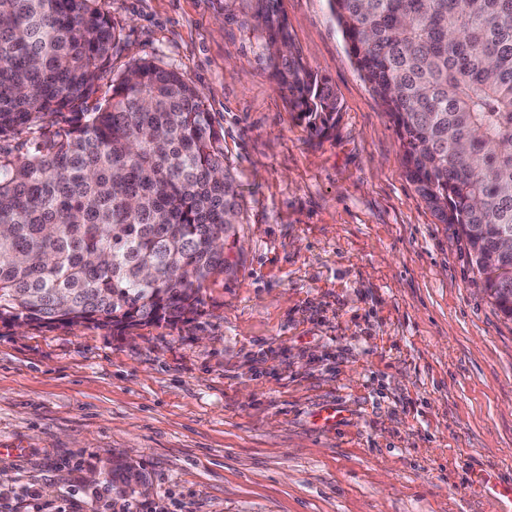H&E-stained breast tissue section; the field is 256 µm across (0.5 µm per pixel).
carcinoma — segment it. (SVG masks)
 I'll return each mask as SVG.
<instances>
[{
    "instance_id": "cac0c4a2",
    "label": "carcinoma",
    "mask_w": 512,
    "mask_h": 512,
    "mask_svg": "<svg viewBox=\"0 0 512 512\" xmlns=\"http://www.w3.org/2000/svg\"><path fill=\"white\" fill-rule=\"evenodd\" d=\"M279 0H256L272 76L321 128L338 112L328 81L292 51ZM350 52L395 126L408 178L455 227L489 296L512 320V0H329ZM120 34L97 0H0V322L127 329L194 313L224 246L236 188L199 90L142 59L96 112L95 74ZM70 113L68 128L46 119ZM105 471L124 510L132 479Z\"/></svg>"
}]
</instances>
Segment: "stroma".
<instances>
[{"mask_svg": "<svg viewBox=\"0 0 512 512\" xmlns=\"http://www.w3.org/2000/svg\"><path fill=\"white\" fill-rule=\"evenodd\" d=\"M98 6L122 40L87 110L143 58L201 92L236 267L175 323L0 325V512H91L119 450L150 478L138 512H499L473 472L512 477V321L408 179L328 0H279L340 103L321 133L271 77L255 0Z\"/></svg>", "mask_w": 512, "mask_h": 512, "instance_id": "obj_1", "label": "stroma"}]
</instances>
